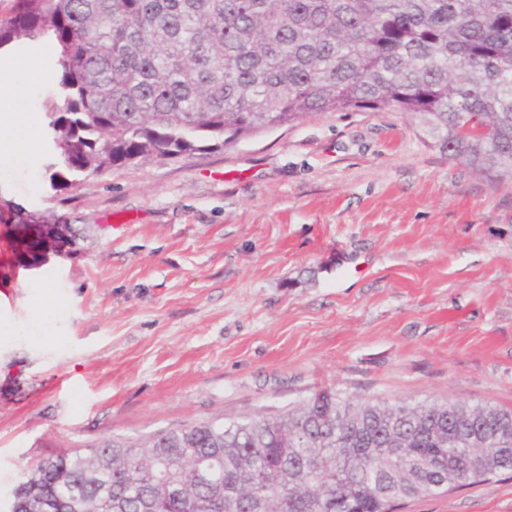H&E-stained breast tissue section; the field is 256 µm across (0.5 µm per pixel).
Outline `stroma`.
<instances>
[{"mask_svg": "<svg viewBox=\"0 0 512 512\" xmlns=\"http://www.w3.org/2000/svg\"><path fill=\"white\" fill-rule=\"evenodd\" d=\"M0 56V143L55 85ZM48 146L0 159V495L64 452L290 408L331 388L512 409V179L390 111L330 112L52 189ZM76 239L29 268L14 207ZM403 512H512L498 476Z\"/></svg>", "mask_w": 512, "mask_h": 512, "instance_id": "1", "label": "stroma"}]
</instances>
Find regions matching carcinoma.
<instances>
[{"mask_svg":"<svg viewBox=\"0 0 512 512\" xmlns=\"http://www.w3.org/2000/svg\"><path fill=\"white\" fill-rule=\"evenodd\" d=\"M47 40L55 189L312 114L385 110L448 159L512 179V0H19L0 21V48ZM506 450L512 409L322 389L282 412L48 456L12 494L14 512L33 499L46 512H396L512 473L487 464Z\"/></svg>","mask_w":512,"mask_h":512,"instance_id":"cac0c4a2","label":"carcinoma"}]
</instances>
